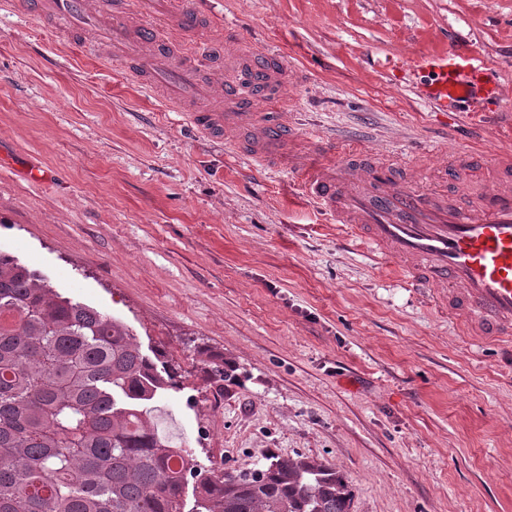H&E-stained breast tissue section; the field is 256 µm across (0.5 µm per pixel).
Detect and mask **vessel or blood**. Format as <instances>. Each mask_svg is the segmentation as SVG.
<instances>
[{"label": "vessel or blood", "mask_w": 512, "mask_h": 512, "mask_svg": "<svg viewBox=\"0 0 512 512\" xmlns=\"http://www.w3.org/2000/svg\"><path fill=\"white\" fill-rule=\"evenodd\" d=\"M18 8L41 26L64 22L75 32L103 31L113 53L125 57L130 76L145 88L164 93L177 111L214 90L224 109L189 113L193 131L240 151L236 135H253L252 156L263 166L287 165L284 148L292 126L282 84L284 69L272 67L262 54L242 55L233 36H225L228 57L223 68L204 70L196 58L172 57L166 36L195 31L202 13L186 5L154 12L143 0L150 22H115V0H16ZM415 67L428 70L429 101L455 103L479 111L494 90L476 59L451 50L422 57ZM365 143L334 151L321 149L302 164L307 199L345 225L352 242L367 250L375 264L393 268L432 303L462 312L460 329L474 344L512 350V155L487 157L475 151L467 163L496 170L494 187L453 204L432 203L408 185L399 162L384 160L364 168Z\"/></svg>", "instance_id": "obj_1"}]
</instances>
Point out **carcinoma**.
I'll return each instance as SVG.
<instances>
[{
  "label": "carcinoma",
  "mask_w": 512,
  "mask_h": 512,
  "mask_svg": "<svg viewBox=\"0 0 512 512\" xmlns=\"http://www.w3.org/2000/svg\"><path fill=\"white\" fill-rule=\"evenodd\" d=\"M163 357L0 253V512H350L323 462L271 453L241 474L174 447L150 419L180 388Z\"/></svg>",
  "instance_id": "carcinoma-1"
}]
</instances>
